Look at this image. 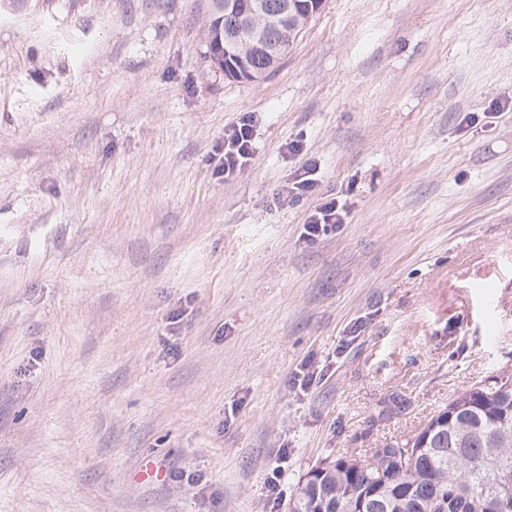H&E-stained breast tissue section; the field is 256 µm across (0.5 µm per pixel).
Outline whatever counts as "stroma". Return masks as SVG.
Instances as JSON below:
<instances>
[{"label":"stroma","instance_id":"1","mask_svg":"<svg viewBox=\"0 0 512 512\" xmlns=\"http://www.w3.org/2000/svg\"><path fill=\"white\" fill-rule=\"evenodd\" d=\"M208 9L0 0V512H287L512 366V0H326L258 82ZM252 128L249 123L236 125L224 132L225 176L240 170L252 158ZM309 221L304 224L306 237L316 238L320 233H326L329 228L341 223V212L336 201L325 203L308 217Z\"/></svg>","mask_w":512,"mask_h":512}]
</instances>
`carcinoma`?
Wrapping results in <instances>:
<instances>
[{
	"mask_svg": "<svg viewBox=\"0 0 512 512\" xmlns=\"http://www.w3.org/2000/svg\"><path fill=\"white\" fill-rule=\"evenodd\" d=\"M261 5L250 30L240 16ZM290 0H227L224 30L262 79L274 71L305 21H292ZM504 369L435 411L414 435L377 448L369 462L354 454L324 458V475L298 481L290 512H512V374Z\"/></svg>",
	"mask_w": 512,
	"mask_h": 512,
	"instance_id": "cac0c4a2",
	"label": "carcinoma"
}]
</instances>
